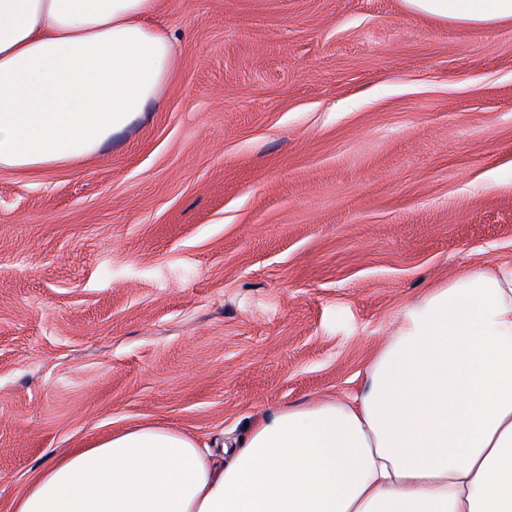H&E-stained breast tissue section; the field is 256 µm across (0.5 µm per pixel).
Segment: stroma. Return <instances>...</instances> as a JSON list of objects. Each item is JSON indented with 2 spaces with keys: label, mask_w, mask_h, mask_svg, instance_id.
Here are the masks:
<instances>
[{
  "label": "stroma",
  "mask_w": 512,
  "mask_h": 512,
  "mask_svg": "<svg viewBox=\"0 0 512 512\" xmlns=\"http://www.w3.org/2000/svg\"><path fill=\"white\" fill-rule=\"evenodd\" d=\"M176 68L88 159L0 169V512L155 422L355 394L402 309L512 262V24L159 0Z\"/></svg>",
  "instance_id": "obj_1"
}]
</instances>
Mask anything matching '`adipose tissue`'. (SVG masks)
Listing matches in <instances>:
<instances>
[{"label": "adipose tissue", "mask_w": 512, "mask_h": 512, "mask_svg": "<svg viewBox=\"0 0 512 512\" xmlns=\"http://www.w3.org/2000/svg\"><path fill=\"white\" fill-rule=\"evenodd\" d=\"M467 26L512 0H405ZM157 0H0V168L93 155L175 68ZM10 512H512V266L405 308L358 395L263 415L214 448L141 423L49 457Z\"/></svg>", "instance_id": "adipose-tissue-1"}]
</instances>
